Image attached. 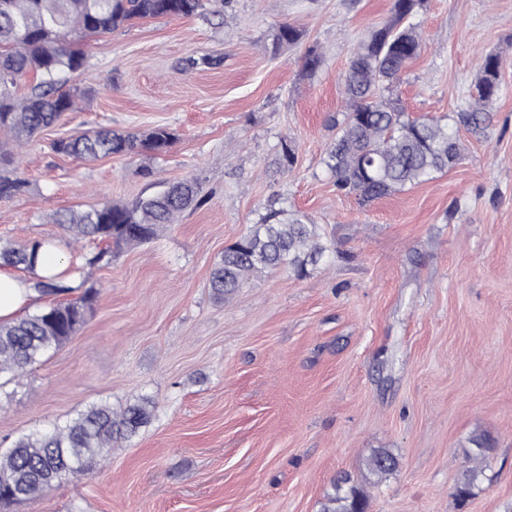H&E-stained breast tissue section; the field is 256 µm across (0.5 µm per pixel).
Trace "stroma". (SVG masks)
Masks as SVG:
<instances>
[{"label":"stroma","mask_w":512,"mask_h":512,"mask_svg":"<svg viewBox=\"0 0 512 512\" xmlns=\"http://www.w3.org/2000/svg\"><path fill=\"white\" fill-rule=\"evenodd\" d=\"M392 0H206L79 42V109L24 145L26 193L0 202V244L51 240L98 293L63 347L0 377V442L101 401L149 399L150 423L87 476L7 512H321L334 481L369 489L367 512H512V0H425L420 56L399 90L410 116L460 110L482 57H503L483 136L432 179L360 205L324 160L341 78ZM288 23L300 44L271 55ZM318 44L323 63L303 71ZM220 57L183 72L189 55ZM173 129L161 155L77 161L54 139L101 126ZM296 144L292 173L276 155ZM153 170L146 178L145 170ZM194 178L201 198L153 241L85 265L55 213L128 201L152 179ZM272 201L321 224L336 259L299 278L263 273L227 299L210 272ZM491 440V482L455 497L471 439ZM394 471L370 488L367 459Z\"/></svg>","instance_id":"obj_1"}]
</instances>
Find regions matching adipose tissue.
<instances>
[{
    "label": "adipose tissue",
    "instance_id": "ef3b65f1",
    "mask_svg": "<svg viewBox=\"0 0 512 512\" xmlns=\"http://www.w3.org/2000/svg\"><path fill=\"white\" fill-rule=\"evenodd\" d=\"M65 253L58 247L46 248L39 256L30 277H22L7 270H0V321H9L33 303L34 289L30 279L58 275L66 272Z\"/></svg>",
    "mask_w": 512,
    "mask_h": 512
}]
</instances>
